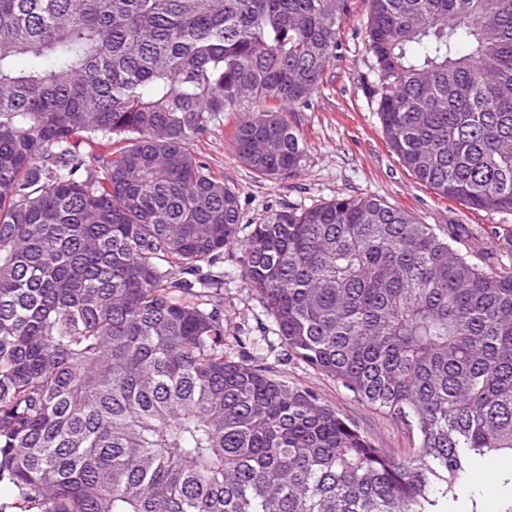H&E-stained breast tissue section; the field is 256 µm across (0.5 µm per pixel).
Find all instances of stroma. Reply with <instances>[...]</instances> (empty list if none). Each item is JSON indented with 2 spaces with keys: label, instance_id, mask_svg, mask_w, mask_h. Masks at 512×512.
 Wrapping results in <instances>:
<instances>
[{
  "label": "stroma",
  "instance_id": "stroma-1",
  "mask_svg": "<svg viewBox=\"0 0 512 512\" xmlns=\"http://www.w3.org/2000/svg\"><path fill=\"white\" fill-rule=\"evenodd\" d=\"M370 0H350L349 15L337 36L335 57L324 89L308 105L289 113L306 145L302 170L296 176L267 181L242 163L230 140L237 113L196 142L194 149L220 171L239 194L242 224H255L268 212L302 210L339 194L374 196L439 229L461 224L479 233L511 224L512 214L477 211L441 198L416 181L385 143L368 87L375 81L372 58L365 46ZM238 249L224 252V352L236 356V337H250L249 351L288 382L309 387L354 422L380 448H405L410 439L384 413L357 400L335 382L302 361L287 357L277 336L262 331L268 317L259 296L238 277Z\"/></svg>",
  "mask_w": 512,
  "mask_h": 512
}]
</instances>
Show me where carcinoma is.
Returning <instances> with one entry per match:
<instances>
[{
	"mask_svg": "<svg viewBox=\"0 0 512 512\" xmlns=\"http://www.w3.org/2000/svg\"><path fill=\"white\" fill-rule=\"evenodd\" d=\"M370 2L392 153L438 195L511 213L512 0ZM348 12L0 0V512H447L472 458L512 457V264H488L512 261V227L488 252L338 195L246 232L192 149L238 112L241 161L296 174L286 112L328 81ZM230 247L288 356L406 426L408 453L224 355Z\"/></svg>",
	"mask_w": 512,
	"mask_h": 512,
	"instance_id": "1",
	"label": "carcinoma"
}]
</instances>
